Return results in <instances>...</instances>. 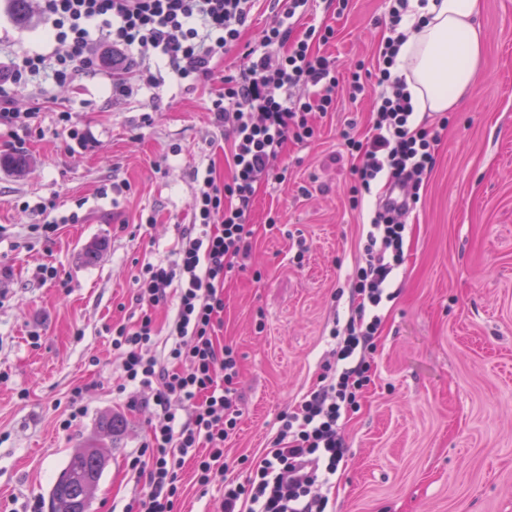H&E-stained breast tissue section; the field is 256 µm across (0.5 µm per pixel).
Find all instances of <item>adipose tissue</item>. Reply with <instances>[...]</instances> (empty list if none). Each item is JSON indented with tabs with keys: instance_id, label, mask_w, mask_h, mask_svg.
Wrapping results in <instances>:
<instances>
[{
	"instance_id": "adipose-tissue-1",
	"label": "adipose tissue",
	"mask_w": 512,
	"mask_h": 512,
	"mask_svg": "<svg viewBox=\"0 0 512 512\" xmlns=\"http://www.w3.org/2000/svg\"><path fill=\"white\" fill-rule=\"evenodd\" d=\"M482 10L483 0H411L393 73L404 81L415 112L457 109L481 80Z\"/></svg>"
}]
</instances>
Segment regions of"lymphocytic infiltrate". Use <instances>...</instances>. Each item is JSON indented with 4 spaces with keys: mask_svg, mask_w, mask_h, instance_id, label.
Segmentation results:
<instances>
[{
    "mask_svg": "<svg viewBox=\"0 0 512 512\" xmlns=\"http://www.w3.org/2000/svg\"><path fill=\"white\" fill-rule=\"evenodd\" d=\"M257 0H39L53 49L26 52L0 66V126L10 136L32 132L40 114L21 107L41 76L72 84L96 75V51L119 58L110 78L112 94L123 99L142 87H159L169 74L185 89L212 81L223 89L209 107L212 124L228 143L227 179L207 169L190 201L192 222L181 234L174 260L145 264L135 300L144 305L134 325L111 330L120 360L119 391L151 390L150 439L129 466L145 476L147 492L139 512H174L183 490L179 472L193 459L197 483L208 487L224 465V443L236 430L240 410L237 354L216 342L224 310V283L246 271L254 229L257 189L274 178V161L288 145H305L318 134L312 113L335 111L340 96L357 99L367 85L379 87L365 139L347 138L360 158L349 204L360 209L374 196L364 253L353 274L356 313L332 329L336 342L320 381L299 406L280 413L271 449L244 481L224 483L223 512H327L322 489L335 476L346 448L340 420L355 408L370 380L364 353L381 325L379 310L404 260L403 210L388 200L400 186L410 204L436 163L437 124L416 120L404 82L391 72L405 34L409 0H390L389 35L369 72L356 63L338 73L331 56L313 52L329 42L332 27H300L309 0H283L259 42L246 41ZM242 63L223 69L229 51ZM176 293L173 318L159 327L151 307Z\"/></svg>",
    "mask_w": 512,
    "mask_h": 512,
    "instance_id": "1",
    "label": "lymphocytic infiltrate"
}]
</instances>
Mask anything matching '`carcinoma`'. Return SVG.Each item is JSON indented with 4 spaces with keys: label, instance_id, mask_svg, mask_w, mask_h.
Instances as JSON below:
<instances>
[{
    "label": "carcinoma",
    "instance_id": "carcinoma-1",
    "mask_svg": "<svg viewBox=\"0 0 512 512\" xmlns=\"http://www.w3.org/2000/svg\"><path fill=\"white\" fill-rule=\"evenodd\" d=\"M105 457L94 447L75 450L50 491L51 512H88L91 496L86 493L84 477L101 475Z\"/></svg>",
    "mask_w": 512,
    "mask_h": 512
}]
</instances>
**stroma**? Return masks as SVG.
<instances>
[{"label": "stroma", "instance_id": "stroma-1", "mask_svg": "<svg viewBox=\"0 0 512 512\" xmlns=\"http://www.w3.org/2000/svg\"><path fill=\"white\" fill-rule=\"evenodd\" d=\"M388 5L350 0L339 15L315 0L308 20L335 28L324 50L339 68H372ZM40 22L0 0V52L40 49ZM480 22L483 77L449 113L406 218L405 261L365 354L370 382L341 422L347 452L326 491L330 512H512V0H484ZM42 91L41 136L0 134V157L27 160L0 164V512L49 505L72 452L90 444L106 458L90 512H128L143 480L127 459L149 437L152 393H117L107 328L139 315L141 267L172 260L197 174L229 173L207 110L215 89L186 92L169 78L116 102L99 74L69 87L46 79ZM372 109V95L340 97L318 118V140L277 161L285 181L256 193L251 266L226 282L216 329L240 357L242 416L208 490L185 466L177 512H220L225 480L249 475L278 415L317 384L334 324L355 310L362 218L348 204L357 160L344 135L364 134ZM63 110L97 148L67 137ZM51 200L62 220L53 233L40 229ZM144 215L154 224L141 226ZM41 265L57 280H39ZM111 417L114 432L103 428Z\"/></svg>", "mask_w": 512, "mask_h": 512}]
</instances>
